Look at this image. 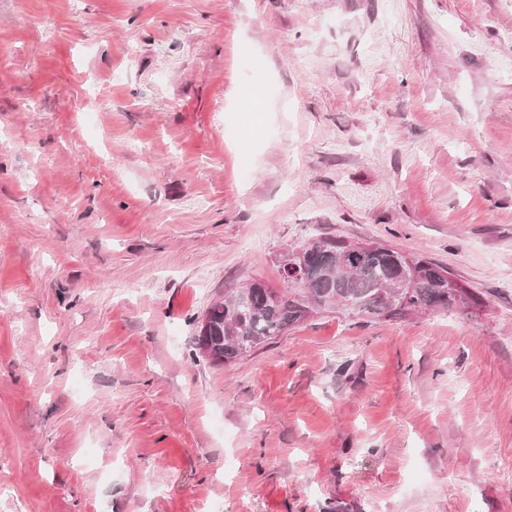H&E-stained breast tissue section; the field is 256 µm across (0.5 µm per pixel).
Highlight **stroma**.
Listing matches in <instances>:
<instances>
[{
  "label": "stroma",
  "instance_id": "35a3bbf8",
  "mask_svg": "<svg viewBox=\"0 0 512 512\" xmlns=\"http://www.w3.org/2000/svg\"><path fill=\"white\" fill-rule=\"evenodd\" d=\"M512 0H0V512H512ZM481 302L195 320L318 236Z\"/></svg>",
  "mask_w": 512,
  "mask_h": 512
}]
</instances>
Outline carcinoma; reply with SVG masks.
Wrapping results in <instances>:
<instances>
[{"mask_svg":"<svg viewBox=\"0 0 512 512\" xmlns=\"http://www.w3.org/2000/svg\"><path fill=\"white\" fill-rule=\"evenodd\" d=\"M326 244L304 254V266L286 280L273 300L262 279L225 291L224 303L206 311V344L216 362L231 363L302 321L311 301L319 311L395 318L426 311L476 306L480 298L451 273L428 260L383 245L356 248L353 243L321 238Z\"/></svg>","mask_w":512,"mask_h":512,"instance_id":"obj_1","label":"carcinoma"}]
</instances>
